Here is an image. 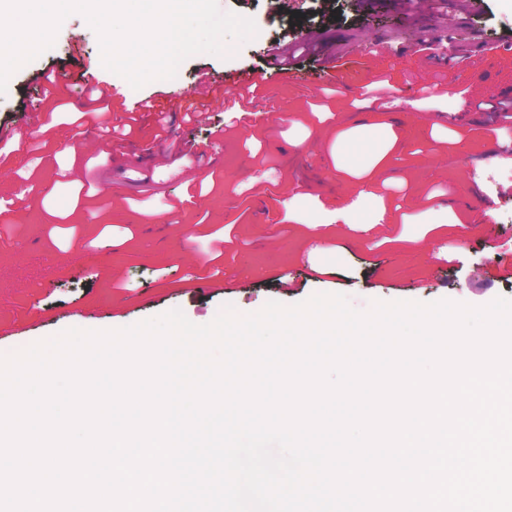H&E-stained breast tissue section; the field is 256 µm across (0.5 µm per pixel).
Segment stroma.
<instances>
[{
    "label": "stroma",
    "mask_w": 512,
    "mask_h": 512,
    "mask_svg": "<svg viewBox=\"0 0 512 512\" xmlns=\"http://www.w3.org/2000/svg\"><path fill=\"white\" fill-rule=\"evenodd\" d=\"M218 5L253 19L257 35L226 57H189L173 79L133 89L102 67L98 37L77 13L50 49L11 75L0 95V132L27 126L43 99L38 72L52 70L65 95L17 151L0 155V169L14 174L0 183V354L69 328L121 329L174 309L203 325L228 305L250 314L271 300L290 306L316 293L346 295L359 310L373 300L512 299V279L495 267L512 248V183L496 194L471 174L499 160L473 142L486 120L474 98H512V57L494 56L512 42V0H484L465 19L423 27L425 50L405 40L406 24L390 4L373 12L357 0ZM325 14L336 19L331 30L352 77L328 97L325 85L310 82L317 59L305 53L296 59L301 85L283 100L265 58L276 44L297 41L301 27H319ZM368 27L376 37L366 43ZM457 53L470 55L472 67L449 66ZM201 70L217 81L254 77L261 94L220 162L177 181L155 154L181 138L208 147L230 114L217 105L194 125L170 112L160 127L136 106L192 93ZM380 78L383 100L401 101L400 110L363 101L366 85ZM90 84L106 99L121 94L130 135L109 140L77 126ZM392 119L405 128L422 122L425 140L366 170L360 143L385 145L382 124ZM349 128L356 137L336 139ZM364 188L378 193L383 223H327L328 211ZM265 207L277 223H262ZM211 259L219 275L204 270ZM283 271L291 287H278Z\"/></svg>",
    "instance_id": "obj_1"
}]
</instances>
